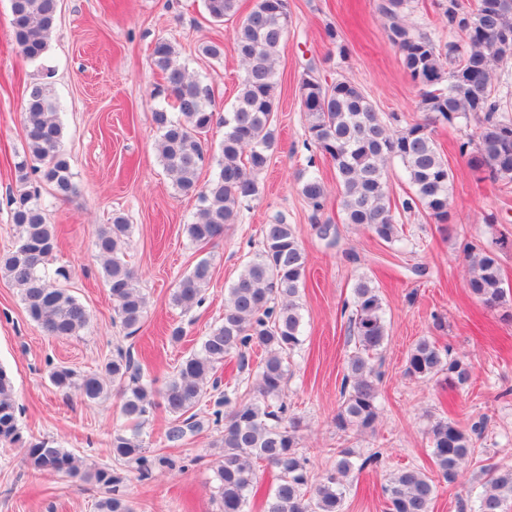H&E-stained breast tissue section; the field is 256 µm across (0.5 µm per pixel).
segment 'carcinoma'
Listing matches in <instances>:
<instances>
[{
	"label": "carcinoma",
	"instance_id": "cac0c4a2",
	"mask_svg": "<svg viewBox=\"0 0 512 512\" xmlns=\"http://www.w3.org/2000/svg\"><path fill=\"white\" fill-rule=\"evenodd\" d=\"M11 26L20 53L38 60L47 51L54 31L59 0H9ZM239 0H204L208 19L223 23L238 15ZM412 0H381L378 6L387 19V38L398 50L403 70L420 87L424 122L394 129L397 120L377 112L353 82H328L313 72L302 79L301 103L306 128L317 148L334 164L340 191L343 221L368 228L378 239L393 244L401 240L393 211L423 210L440 224L448 222L451 177L428 126L437 121L464 126L460 153L475 172L512 184V104L498 95L493 85L495 68L512 59V0H444L443 17L448 25V44L441 47L425 32L409 25L406 12ZM288 0H255L253 8L233 30L234 51L242 65L234 104L224 112V139L219 155L211 154L208 133L214 122V91L189 74L175 45L160 38L151 55L167 90L166 106L153 112L160 133L157 152L183 196L196 199L194 222L185 225L189 239L209 243L224 235L236 221L238 208L262 193L259 176L268 167L278 144L276 123L277 61L281 42L288 33ZM488 34L508 38L507 49L490 51ZM465 75L460 89L448 86L451 73ZM28 158L18 164L20 190L10 198L11 220L17 228L12 248L0 255V276L21 290L29 317L48 335L77 336L90 321L85 306L68 289L51 280L47 264L57 247L54 225L30 175L38 172L53 184L56 195L75 192L70 164L61 151L62 125L59 103L48 83L32 87L25 106ZM216 163L217 172L204 186L198 173L205 162ZM404 167L410 192L396 204L388 189V165ZM299 192L313 212L323 210L327 188L323 179L301 172ZM129 225L116 216L104 225L95 242L103 279L109 288L114 312L133 334L147 314V298L138 277L125 260ZM464 287L488 307L504 301L502 269L492 249L470 248L465 258ZM307 258L293 225L283 216L266 224L258 250L242 263L237 279L224 298V318L211 328L199 350L185 357L161 389L145 375L130 352L117 349L103 372L80 373L67 366L50 372L53 386L64 395L72 393L85 403H95L116 390L123 417L135 428L146 424L163 407L171 415L164 442L176 447L204 430L219 433L223 453L216 462L218 512H247L251 500L262 498V512H342L349 479L379 463V454L350 460L340 451L336 467L310 482L308 459L299 451V421L288 415L285 400L287 357L299 349L302 314L299 303L304 287ZM211 279L206 258L177 284L172 300L188 312L204 301ZM349 338L355 352L349 358L341 383L343 401L336 413V428L364 431L378 418L377 400L381 372L373 358L382 347L387 327L382 299L372 281L361 277L353 286ZM261 351L258 365L251 354ZM235 356L239 372L253 371L252 381L240 382L215 401V409L200 418L193 409L219 389L218 371L228 356ZM405 374L432 380L445 376L459 387L470 378L469 365L451 356L449 348L419 339L407 355ZM483 422L470 429L442 417L429 429L431 458L437 475L456 480L460 465L474 456ZM0 442L22 443L18 427L15 390L7 371L0 366ZM26 462L39 472L64 477L82 476L105 488L95 503L96 512H135L120 492L121 473L112 468L82 471L74 454L40 440L23 443ZM112 456L121 465H132L143 478L174 462L150 455L139 432L112 437ZM266 463L276 476L271 491L261 493L256 464ZM482 492L476 512H504L512 501V466L481 468ZM436 480L416 467L389 474L381 485L389 512H431Z\"/></svg>",
	"mask_w": 512,
	"mask_h": 512
}]
</instances>
